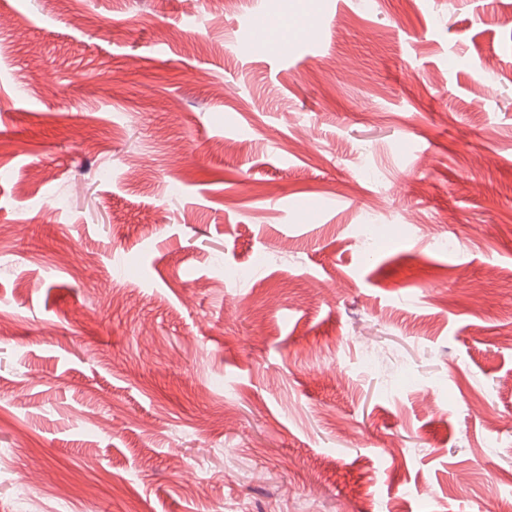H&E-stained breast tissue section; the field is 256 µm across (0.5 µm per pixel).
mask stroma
Listing matches in <instances>:
<instances>
[{
    "mask_svg": "<svg viewBox=\"0 0 512 512\" xmlns=\"http://www.w3.org/2000/svg\"><path fill=\"white\" fill-rule=\"evenodd\" d=\"M0 139V512L512 501V0H0Z\"/></svg>",
    "mask_w": 512,
    "mask_h": 512,
    "instance_id": "35a3bbf8",
    "label": "stroma"
}]
</instances>
